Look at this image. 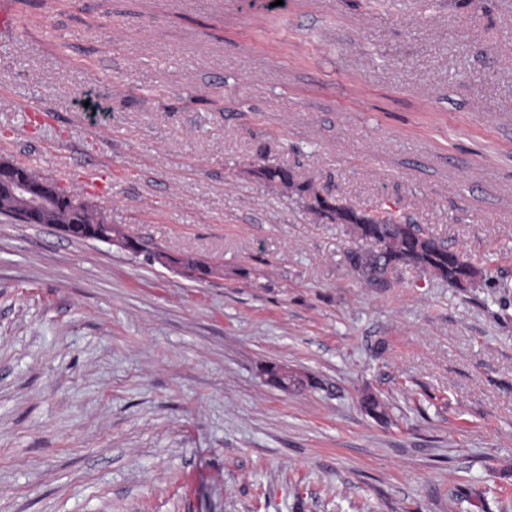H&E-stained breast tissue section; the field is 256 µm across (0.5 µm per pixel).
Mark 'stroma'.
<instances>
[{
  "instance_id": "stroma-1",
  "label": "stroma",
  "mask_w": 512,
  "mask_h": 512,
  "mask_svg": "<svg viewBox=\"0 0 512 512\" xmlns=\"http://www.w3.org/2000/svg\"><path fill=\"white\" fill-rule=\"evenodd\" d=\"M8 3L0 159L219 272L0 216V512H512V0ZM263 164L492 285L365 287Z\"/></svg>"
}]
</instances>
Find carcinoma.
<instances>
[{
    "label": "carcinoma",
    "instance_id": "obj_1",
    "mask_svg": "<svg viewBox=\"0 0 512 512\" xmlns=\"http://www.w3.org/2000/svg\"><path fill=\"white\" fill-rule=\"evenodd\" d=\"M19 170L31 182L45 186L50 195L51 207L38 213L36 223L65 226L77 222L93 231L112 230V225L104 223L100 214L85 203L81 204L80 212H74V195L56 181L25 166ZM253 175L266 184L297 189L305 195L308 210L345 225L354 241L346 252L347 263L368 288L392 287L399 272L407 267L416 268L460 289L474 288L489 280L480 268L467 261L459 262V250L427 234L419 225L404 221L401 215L389 208L371 213L358 212L309 183H296L294 171L290 168L262 166L253 171ZM361 404L374 419H388V407L377 395L364 394Z\"/></svg>",
    "mask_w": 512,
    "mask_h": 512
}]
</instances>
